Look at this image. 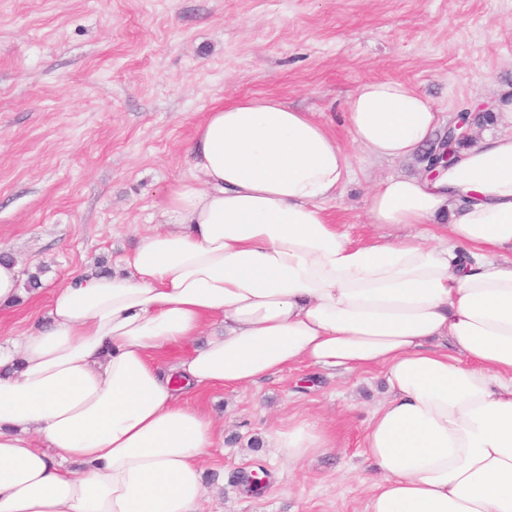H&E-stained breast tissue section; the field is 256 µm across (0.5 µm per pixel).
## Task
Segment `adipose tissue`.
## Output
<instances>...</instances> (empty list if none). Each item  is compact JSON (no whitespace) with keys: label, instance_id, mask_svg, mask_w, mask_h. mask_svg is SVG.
Segmentation results:
<instances>
[{"label":"adipose tissue","instance_id":"obj_1","mask_svg":"<svg viewBox=\"0 0 512 512\" xmlns=\"http://www.w3.org/2000/svg\"><path fill=\"white\" fill-rule=\"evenodd\" d=\"M494 111L497 135L369 194L379 228L448 213L430 242L356 243L324 209L352 168L328 125L277 97L212 106L156 226L0 349V512H202L224 432L185 394L302 363L384 372L367 512H512V91ZM344 121L371 155L409 160L440 117L375 79ZM270 440L294 465L336 446L310 418Z\"/></svg>","mask_w":512,"mask_h":512}]
</instances>
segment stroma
<instances>
[{"mask_svg": "<svg viewBox=\"0 0 512 512\" xmlns=\"http://www.w3.org/2000/svg\"><path fill=\"white\" fill-rule=\"evenodd\" d=\"M412 83L442 122L512 88V0H0V252L40 271L0 317V344L45 312L52 288L112 271L155 224L214 104L273 95L329 124L355 173L327 201L353 239L374 180L418 160L367 157L340 114L362 82ZM382 371L300 364L258 385L197 397L224 429L203 462L207 512H365L377 468L360 454ZM321 420L335 450L293 466L266 442L290 416ZM265 470L260 492L245 477Z\"/></svg>", "mask_w": 512, "mask_h": 512, "instance_id": "35a3bbf8", "label": "stroma"}]
</instances>
